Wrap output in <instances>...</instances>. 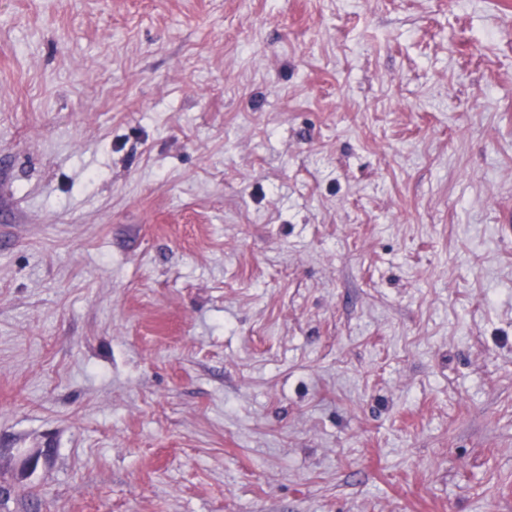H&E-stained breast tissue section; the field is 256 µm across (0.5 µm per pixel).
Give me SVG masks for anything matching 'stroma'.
<instances>
[{"mask_svg":"<svg viewBox=\"0 0 512 512\" xmlns=\"http://www.w3.org/2000/svg\"><path fill=\"white\" fill-rule=\"evenodd\" d=\"M511 222L512 0H0V512H512Z\"/></svg>","mask_w":512,"mask_h":512,"instance_id":"35a3bbf8","label":"stroma"}]
</instances>
